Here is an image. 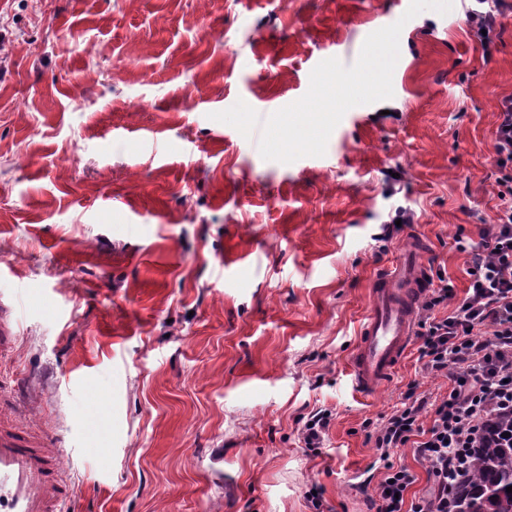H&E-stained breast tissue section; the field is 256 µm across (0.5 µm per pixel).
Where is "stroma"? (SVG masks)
<instances>
[{
	"label": "stroma",
	"mask_w": 512,
	"mask_h": 512,
	"mask_svg": "<svg viewBox=\"0 0 512 512\" xmlns=\"http://www.w3.org/2000/svg\"><path fill=\"white\" fill-rule=\"evenodd\" d=\"M409 3L0 0V397L47 435L76 512H374L364 420L448 382L414 342L353 387L370 281L418 238L468 286L455 239L496 217L512 15L488 61L467 0L405 20L393 97L350 108L320 157L264 160L210 115L268 117ZM400 206L412 226L377 241ZM332 414L328 410H317L309 414L301 429V435L307 448H317L328 431Z\"/></svg>",
	"instance_id": "stroma-1"
}]
</instances>
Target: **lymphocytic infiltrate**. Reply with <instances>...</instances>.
<instances>
[{
    "label": "lymphocytic infiltrate",
    "mask_w": 512,
    "mask_h": 512,
    "mask_svg": "<svg viewBox=\"0 0 512 512\" xmlns=\"http://www.w3.org/2000/svg\"><path fill=\"white\" fill-rule=\"evenodd\" d=\"M512 0H473L468 21L490 47ZM497 217L481 241L456 238L468 253L469 285L456 294L448 278L429 289L418 309L423 369L449 380L446 393L418 395L408 384L400 407L373 432L377 451L415 443L432 481L428 496L407 500L416 481L405 466L386 464L371 499L376 512H454L453 481L468 466L470 448L484 435L490 414L512 416V188L499 192Z\"/></svg>",
    "instance_id": "lymphocytic-infiltrate-1"
}]
</instances>
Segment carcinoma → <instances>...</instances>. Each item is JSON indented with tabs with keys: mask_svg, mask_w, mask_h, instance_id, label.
Segmentation results:
<instances>
[{
	"mask_svg": "<svg viewBox=\"0 0 512 512\" xmlns=\"http://www.w3.org/2000/svg\"><path fill=\"white\" fill-rule=\"evenodd\" d=\"M488 436L470 450L469 477L454 486L456 512H512V418L496 415L486 421Z\"/></svg>",
	"mask_w": 512,
	"mask_h": 512,
	"instance_id": "obj_1",
	"label": "carcinoma"
}]
</instances>
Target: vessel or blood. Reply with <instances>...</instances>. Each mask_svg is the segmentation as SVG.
<instances>
[{
  "instance_id": "b4317fda",
  "label": "vessel or blood",
  "mask_w": 512,
  "mask_h": 512,
  "mask_svg": "<svg viewBox=\"0 0 512 512\" xmlns=\"http://www.w3.org/2000/svg\"><path fill=\"white\" fill-rule=\"evenodd\" d=\"M430 286L423 247H414L371 284V311L352 355L355 385L365 393L386 385L417 334L415 307ZM0 402V512H66L71 499L58 457L44 440L15 426Z\"/></svg>"
}]
</instances>
